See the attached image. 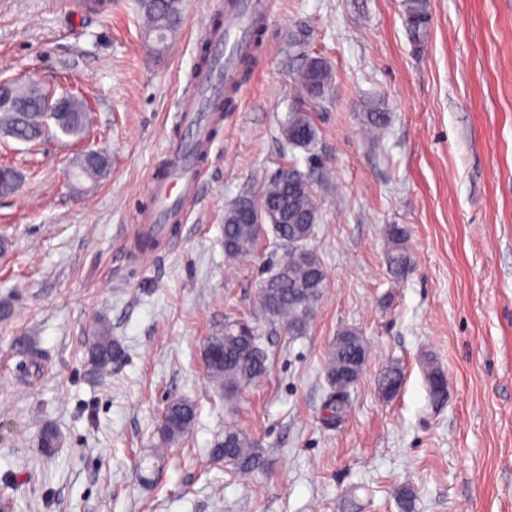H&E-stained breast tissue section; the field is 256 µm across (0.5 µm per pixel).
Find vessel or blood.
I'll return each mask as SVG.
<instances>
[{"mask_svg":"<svg viewBox=\"0 0 512 512\" xmlns=\"http://www.w3.org/2000/svg\"><path fill=\"white\" fill-rule=\"evenodd\" d=\"M264 0H236L228 7V21L221 30L210 29L206 40L215 65L196 74L201 96L183 98L178 107L182 137L170 142L168 166L151 173L146 196L148 204L138 213L134 238L145 236L166 241L170 225L185 223L195 197L203 161L215 142L209 124L207 101L238 91L239 81L231 63L249 48V30L266 18Z\"/></svg>","mask_w":512,"mask_h":512,"instance_id":"b4317fda","label":"vessel or blood"}]
</instances>
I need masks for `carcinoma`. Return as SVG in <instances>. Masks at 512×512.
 Wrapping results in <instances>:
<instances>
[{"label": "carcinoma", "instance_id": "carcinoma-1", "mask_svg": "<svg viewBox=\"0 0 512 512\" xmlns=\"http://www.w3.org/2000/svg\"><path fill=\"white\" fill-rule=\"evenodd\" d=\"M402 19L411 43L420 48L428 39L430 29V0H402ZM144 19L143 34L149 37L158 31L164 39L155 44L154 53L161 56L181 25L177 0H140ZM300 92V101L289 110L281 124V136L291 149L314 150L317 129L310 112L322 102L334 82L332 67L321 57L308 56L292 72ZM364 128L379 134L387 126L388 114L383 102L367 100L361 104ZM72 119L65 125H50L52 117L36 109L24 112L10 108L0 109V136L23 143H33L49 135L82 139L89 126V112L73 104ZM75 172L88 180H97L102 166L88 164L83 153L72 160ZM252 207L262 216L260 224H234L231 217L239 203H234L224 214V261L236 264L249 257L258 243L272 236V258L261 272L255 294L257 319L288 330L290 336L305 333L319 303L328 288V275L308 242L314 235L320 219V208L307 174L295 181L274 175L251 197ZM387 264L396 278L404 277L411 268L408 235L396 224L386 229ZM249 334L239 332L238 322L224 324V332L208 338L205 361L209 380L217 389L232 399L247 388L259 383L268 371V353L258 326L245 321ZM90 365L99 372L115 368L125 358L121 341L112 335L110 325L101 320L94 327L86 344ZM370 354L364 336L355 328L340 330L333 340L325 365L329 392L326 407L331 411L329 422L341 420L348 407L350 389L361 377ZM426 379L433 405L443 404L448 396V381L443 371L429 360ZM404 382L402 368L397 363L387 364L377 378V390L384 400H391L401 391ZM197 407L188 399L170 402L162 415L159 427L160 444L171 446L188 432L196 418ZM60 434L49 423L40 425L38 446L49 453L59 447ZM212 454L231 465L240 476H250L265 467L263 450L243 431L228 428L224 438L217 441ZM396 498L401 512H412L414 490L409 486L397 489Z\"/></svg>", "mask_w": 512, "mask_h": 512}]
</instances>
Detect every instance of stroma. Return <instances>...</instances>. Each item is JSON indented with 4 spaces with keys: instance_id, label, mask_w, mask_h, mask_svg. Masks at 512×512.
I'll return each instance as SVG.
<instances>
[{
    "instance_id": "stroma-1",
    "label": "stroma",
    "mask_w": 512,
    "mask_h": 512,
    "mask_svg": "<svg viewBox=\"0 0 512 512\" xmlns=\"http://www.w3.org/2000/svg\"><path fill=\"white\" fill-rule=\"evenodd\" d=\"M58 0H0V77L34 79L90 103L85 141L112 158L108 175L73 193L66 172L83 143L0 138L18 190L0 196V501L13 512H512V0H430L422 50L401 0H268L242 101L225 113L187 223L131 262L146 179L180 126L202 33L225 0H181L168 51L149 53L137 0L74 18ZM326 60L335 80L312 118L313 152L285 147L297 102L291 47ZM389 122L369 135L361 103ZM311 172L320 222L310 247L330 287L305 334H265L266 377L218 395L209 336L250 318L266 247L224 263V212L258 193L289 159ZM409 233L412 269L393 279L388 225ZM106 320L124 363L98 372L84 344ZM358 329L372 358L343 421H324L323 363L337 332ZM448 378L432 406L424 358ZM391 362L403 387L382 400ZM197 417L162 460L150 458L166 405ZM56 423L52 456L36 420ZM262 448L248 480L214 461L226 428ZM404 374L398 363L387 364L377 378V390L384 400H391L401 391Z\"/></svg>"
}]
</instances>
